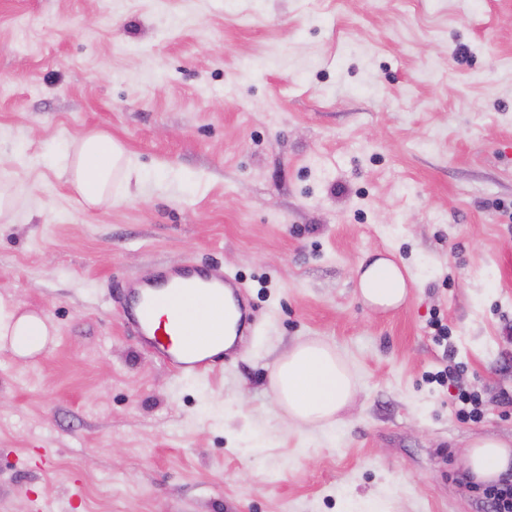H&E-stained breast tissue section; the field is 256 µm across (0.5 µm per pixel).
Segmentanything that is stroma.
I'll list each match as a JSON object with an SVG mask.
<instances>
[{
    "mask_svg": "<svg viewBox=\"0 0 512 512\" xmlns=\"http://www.w3.org/2000/svg\"><path fill=\"white\" fill-rule=\"evenodd\" d=\"M92 130L137 166L108 207L61 169ZM0 183V295L52 329L0 349V512H487L461 451L512 443V0H0ZM378 254L415 276L388 313L357 296ZM188 263L258 327L179 376L116 300ZM307 341L357 380L331 430L273 406Z\"/></svg>",
    "mask_w": 512,
    "mask_h": 512,
    "instance_id": "obj_1",
    "label": "stroma"
}]
</instances>
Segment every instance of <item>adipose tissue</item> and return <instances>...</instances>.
I'll use <instances>...</instances> for the list:
<instances>
[{
  "mask_svg": "<svg viewBox=\"0 0 512 512\" xmlns=\"http://www.w3.org/2000/svg\"><path fill=\"white\" fill-rule=\"evenodd\" d=\"M65 171L81 201L90 207L115 203L112 181L134 169L130 156L111 135L91 132L65 155ZM359 297L383 311L400 307L409 293L411 276L391 259L381 257L356 269ZM51 334L46 321L21 313L0 299V347L20 357L39 353ZM275 406L295 421L335 426L357 393L352 371L326 345L309 342L296 346L271 371ZM463 463L478 481L492 483L512 471V445L493 437L475 439L463 453Z\"/></svg>",
  "mask_w": 512,
  "mask_h": 512,
  "instance_id": "adipose-tissue-1",
  "label": "adipose tissue"
}]
</instances>
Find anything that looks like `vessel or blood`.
<instances>
[{"instance_id": "vessel-or-blood-1", "label": "vessel or blood", "mask_w": 512, "mask_h": 512, "mask_svg": "<svg viewBox=\"0 0 512 512\" xmlns=\"http://www.w3.org/2000/svg\"><path fill=\"white\" fill-rule=\"evenodd\" d=\"M197 307L209 316L210 326L187 325V314ZM118 311L138 345L180 375H198L234 357L232 347L209 352L227 324H234L239 337L251 335L256 324L242 282L218 265L154 268L126 282Z\"/></svg>"}]
</instances>
